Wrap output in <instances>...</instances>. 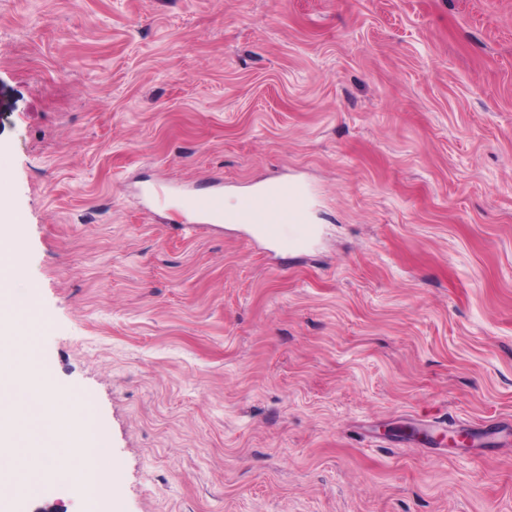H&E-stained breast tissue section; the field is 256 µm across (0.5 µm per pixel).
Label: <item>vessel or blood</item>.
Wrapping results in <instances>:
<instances>
[{"label":"vessel or blood","instance_id":"vessel-or-blood-1","mask_svg":"<svg viewBox=\"0 0 512 512\" xmlns=\"http://www.w3.org/2000/svg\"><path fill=\"white\" fill-rule=\"evenodd\" d=\"M187 207L197 215L227 224H250L268 241L282 238L284 225L308 221V200L294 184H276L265 192L243 197L233 208H226L224 196L211 193L190 198Z\"/></svg>","mask_w":512,"mask_h":512}]
</instances>
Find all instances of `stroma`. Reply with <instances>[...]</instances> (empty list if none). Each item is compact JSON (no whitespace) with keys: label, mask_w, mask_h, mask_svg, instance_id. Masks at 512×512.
I'll use <instances>...</instances> for the list:
<instances>
[{"label":"stroma","mask_w":512,"mask_h":512,"mask_svg":"<svg viewBox=\"0 0 512 512\" xmlns=\"http://www.w3.org/2000/svg\"><path fill=\"white\" fill-rule=\"evenodd\" d=\"M21 328L119 512H512V0H0ZM280 181L301 251L186 211ZM98 512L79 483L23 512Z\"/></svg>","instance_id":"obj_1"}]
</instances>
